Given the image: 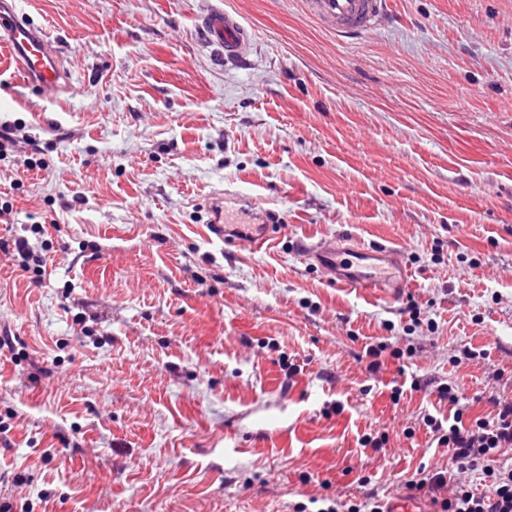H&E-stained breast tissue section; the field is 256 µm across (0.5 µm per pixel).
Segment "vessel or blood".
I'll list each match as a JSON object with an SVG mask.
<instances>
[{
    "label": "vessel or blood",
    "instance_id": "obj_1",
    "mask_svg": "<svg viewBox=\"0 0 512 512\" xmlns=\"http://www.w3.org/2000/svg\"><path fill=\"white\" fill-rule=\"evenodd\" d=\"M306 13L324 29L342 38H358L372 32L384 14L385 0H303ZM209 43L233 60L242 55L253 39L241 18L216 9L200 21ZM0 44L7 46L13 63L32 87L54 93L66 90L69 76L63 68L54 41L42 27L18 9V0H0ZM248 198L235 191L217 193L208 199V229L225 246L246 245L259 251L273 244L277 233L273 211L263 209L254 224H240L229 216L234 205ZM300 254L315 260L331 274L337 286L379 295L393 296L405 288L407 272L398 261L395 247L377 243L369 247L341 246L335 239L298 242Z\"/></svg>",
    "mask_w": 512,
    "mask_h": 512
}]
</instances>
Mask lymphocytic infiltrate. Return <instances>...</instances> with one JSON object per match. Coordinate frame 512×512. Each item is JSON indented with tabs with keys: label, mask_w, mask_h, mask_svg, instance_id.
Returning a JSON list of instances; mask_svg holds the SVG:
<instances>
[{
	"label": "lymphocytic infiltrate",
	"mask_w": 512,
	"mask_h": 512,
	"mask_svg": "<svg viewBox=\"0 0 512 512\" xmlns=\"http://www.w3.org/2000/svg\"><path fill=\"white\" fill-rule=\"evenodd\" d=\"M436 392L439 401L447 402L448 415L426 413L421 422L438 444L451 448L459 474L453 477L443 469L422 467L407 481V489L429 498L435 512H512V466L494 463L512 447V399L489 395L488 414L474 418L454 385L440 384ZM474 470L489 479L487 490L473 489L461 480V473Z\"/></svg>",
	"instance_id": "obj_1"
}]
</instances>
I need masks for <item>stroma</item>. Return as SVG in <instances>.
<instances>
[{
    "label": "stroma",
    "mask_w": 512,
    "mask_h": 512,
    "mask_svg": "<svg viewBox=\"0 0 512 512\" xmlns=\"http://www.w3.org/2000/svg\"><path fill=\"white\" fill-rule=\"evenodd\" d=\"M23 2L72 89L36 95L0 53V238L43 225L46 259L35 285L0 252V501L346 512L452 468L419 425L448 405L413 382H452L475 416L512 399V0H389L355 40L301 0ZM219 7L253 31L243 58L203 35ZM227 189L280 211L270 250L210 234ZM334 235L398 248L403 293L337 287L296 251ZM385 335L416 351L370 374ZM466 346L486 358L455 363Z\"/></svg>",
    "instance_id": "35a3bbf8"
}]
</instances>
